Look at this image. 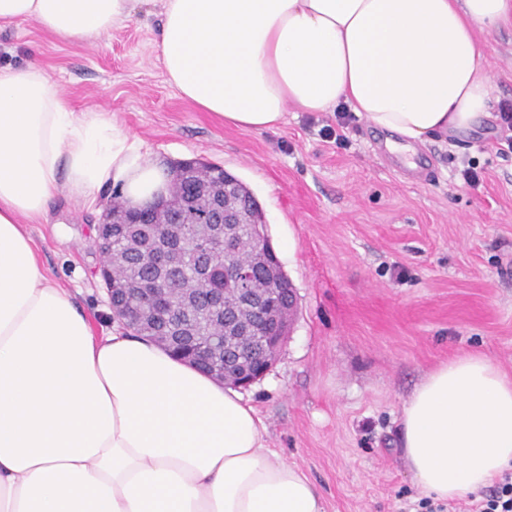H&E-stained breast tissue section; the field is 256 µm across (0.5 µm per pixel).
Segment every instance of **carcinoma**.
<instances>
[{
	"instance_id": "carcinoma-1",
	"label": "carcinoma",
	"mask_w": 512,
	"mask_h": 512,
	"mask_svg": "<svg viewBox=\"0 0 512 512\" xmlns=\"http://www.w3.org/2000/svg\"><path fill=\"white\" fill-rule=\"evenodd\" d=\"M174 188L173 202L167 210L152 215L150 223L155 225L154 235L148 239L137 231L135 224L112 225V256L115 259L112 287L128 288L130 308L142 306V296L133 292L135 288H164L180 294L183 307L170 315L171 324L194 332L208 339L224 337L223 346L216 349L217 357L236 349L251 350L252 342L232 330H225L219 317L200 311L190 304L199 291H210L226 287L221 258L233 265H247L255 269L252 279L243 287L256 293L265 292L268 280L261 275L260 268L268 264L277 267L280 284L274 302L277 306L288 303V288L291 283L281 263L268 259L262 245L270 243L267 222L263 210L250 188L229 173H224V189L237 209L248 214L242 224L224 225V235L207 231L206 209L208 196L185 184L182 174L169 170ZM181 242L182 249L172 251L170 267L158 270L152 266L151 251L168 248L172 240Z\"/></svg>"
}]
</instances>
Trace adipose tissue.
<instances>
[{"mask_svg":"<svg viewBox=\"0 0 512 512\" xmlns=\"http://www.w3.org/2000/svg\"><path fill=\"white\" fill-rule=\"evenodd\" d=\"M135 0H0V30L36 20L69 42L129 21ZM157 48L183 98L225 124L272 130L288 111L347 106L403 140L464 135L497 84L477 30L512 0H160ZM166 192L165 168L105 112H76L38 64L0 66V512H325L236 388L145 337L95 335L47 276L26 221L62 193L96 207ZM417 488L445 502L512 470V375L463 352L400 414Z\"/></svg>","mask_w":512,"mask_h":512,"instance_id":"ef3b65f1","label":"adipose tissue"}]
</instances>
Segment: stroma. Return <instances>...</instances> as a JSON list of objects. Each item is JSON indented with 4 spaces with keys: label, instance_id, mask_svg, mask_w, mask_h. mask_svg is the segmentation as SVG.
Wrapping results in <instances>:
<instances>
[{
    "label": "stroma",
    "instance_id": "1",
    "mask_svg": "<svg viewBox=\"0 0 512 512\" xmlns=\"http://www.w3.org/2000/svg\"><path fill=\"white\" fill-rule=\"evenodd\" d=\"M158 0L91 43H67L27 20L0 31V65L41 64L77 112L104 110L145 159L201 160L243 181L297 290L272 370L242 396L270 448L301 467L326 512H423L401 452L400 411L423 376L462 350L512 374V151L493 122L417 144L425 180L379 154L391 134L358 119L324 141L331 112H291L273 131L225 125L166 80ZM488 72L512 99V26L478 33ZM486 175L464 184V165ZM100 214L60 200L28 231L47 275L96 334L117 327L99 272Z\"/></svg>",
    "mask_w": 512,
    "mask_h": 512
}]
</instances>
